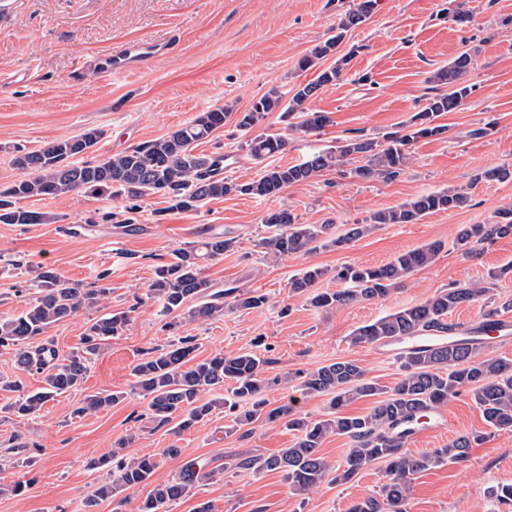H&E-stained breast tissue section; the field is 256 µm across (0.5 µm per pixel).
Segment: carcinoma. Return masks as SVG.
I'll use <instances>...</instances> for the list:
<instances>
[{
	"label": "carcinoma",
	"instance_id": "obj_1",
	"mask_svg": "<svg viewBox=\"0 0 512 512\" xmlns=\"http://www.w3.org/2000/svg\"><path fill=\"white\" fill-rule=\"evenodd\" d=\"M377 0H362L357 9L344 15L336 35L316 46L311 54L298 61L307 70L335 52L343 32L365 22ZM346 54L319 71L316 78L293 89L287 104L276 92L255 100L236 115L235 125L248 132L268 113L280 112L289 121L288 129L302 134H316L330 123L327 113L313 110L310 102L324 86L336 83L348 63ZM471 63L462 53L433 75L437 93L411 119V130L397 131L378 142L362 135L348 137L340 145L311 152L304 161L291 165H266L258 177L236 182L224 176L228 156L222 151L197 153L199 143L224 127L232 115L219 106L202 112L176 130L108 159L86 161L102 132L90 129L76 137L54 140L32 151H18L13 164L26 173L0 189L1 224H42L46 215L17 206V201L32 197L55 198L81 191H107L139 201L158 195L165 199L169 211H193L204 203L230 194L255 199L271 198L291 184L310 181L336 171L364 180H396L410 161V145L417 139L442 135L448 127L437 123L445 112L458 109L471 94L464 76ZM286 137L259 134L245 141L247 155L263 162L283 152ZM349 170H344V167ZM470 200L462 189H448L419 195L399 206L373 213L367 224H354L342 236L332 240L340 246L368 233L377 224H416L424 217L463 208ZM271 235L258 240L264 254L282 262L288 257L312 249L329 225L300 224L292 210L282 208L264 219ZM512 233V208L497 212L494 224H466L456 237L460 249L470 250L495 236ZM231 232L215 233L199 243H187L173 251L172 259L157 267L148 293L165 315H175L167 323L174 329L178 318L187 315L192 321L207 322L234 310L265 307L268 298L245 292L237 286L223 290L203 274L202 261L215 259L234 248ZM441 250L437 242L402 253L390 262L377 266L346 265L336 271V279L346 287L321 289L318 284L327 270L311 267L291 279L292 291L305 297L317 309H337L379 300L396 289L416 270L432 263ZM512 273V266L490 273L485 285L464 284L442 291L425 302L384 315L356 328L351 336L354 345L400 348L402 378L391 388L380 385L354 360L337 361L301 375L298 390L305 396H330L329 411L319 419L295 417L294 405L270 406L262 393L278 380L264 376V364L255 354H216L192 362L197 350L195 337L183 336L164 348L147 352V357L132 370L131 392L147 401V409L158 424L180 418L178 430H185L202 420L213 403L201 402L204 392L222 391L233 383L230 395L222 399L225 416L233 431L252 433L250 426L259 420L277 422L297 431L294 443L270 456H232L227 466L240 472L277 471L296 495H309L321 484L344 482L378 463L386 464V482L381 493L353 503L348 512H406L412 483L418 475L444 463L464 464L469 450L481 437L461 434L442 448L413 453L406 448L415 427L451 399L467 390L481 410L487 426L496 431H512V359L492 354L491 337L467 336L448 315L462 305L477 301L498 278ZM109 273L102 272L97 284L86 288L63 280L48 266L37 271L39 295L22 314L0 318V347L12 351L16 364L28 372L44 375L40 391L19 395L10 410L19 416L36 413L57 394L80 388L88 370V356L114 338L129 321L125 311L108 312L88 327L83 348L63 357L54 349L33 350L31 340L43 335L58 322L75 317L83 310H98L112 294L106 283ZM125 398L122 392H96L86 396L74 410L83 416L104 410ZM373 398L375 405L363 415L350 416L344 408L355 400ZM331 435L344 436L349 448L344 463L333 465L320 453L322 443ZM158 466L151 456L127 460L112 452V483L98 488L95 498L85 502L87 512H94L98 502L149 480ZM213 475L195 462L186 463L178 477L152 489L138 512H169V506L185 497L200 480ZM492 495L504 512H512V484L492 489Z\"/></svg>",
	"mask_w": 512,
	"mask_h": 512
}]
</instances>
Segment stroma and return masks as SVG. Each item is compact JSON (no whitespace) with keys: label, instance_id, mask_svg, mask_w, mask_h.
Masks as SVG:
<instances>
[{"label":"stroma","instance_id":"35a3bbf8","mask_svg":"<svg viewBox=\"0 0 512 512\" xmlns=\"http://www.w3.org/2000/svg\"><path fill=\"white\" fill-rule=\"evenodd\" d=\"M360 0H0V188L23 176L12 158L16 149L34 150L56 139L95 128L102 137L91 157L103 160L182 126L217 106L235 111L270 91L288 95L310 82L316 69L297 66L299 58L334 35L341 16ZM448 0H377L372 16L349 29L335 56L349 55L344 77L322 88L312 108L331 122L314 136L289 133L278 113H269L252 133H287V150L276 165L295 164L310 152L336 146L355 134L382 138L401 130L433 93L432 73L459 52H469L465 76L473 92L463 106L445 113L448 131L422 139L412 160L395 181H368L336 172L294 184L278 196L255 199L229 195L196 211H163L150 196L130 209L125 197L107 192L21 200L29 210L46 213L44 224H0V317L20 314L39 292L33 270L46 265L66 280L91 285L108 272L112 295L108 310L126 311L122 335L92 359L81 391L47 402L35 415L9 410L18 394L0 390V512H83V503L109 482L106 469L90 460L111 454L128 434L137 439L131 456L150 455L158 466L147 484L100 501L95 512H135L152 487L166 483L188 461L206 462L212 479L193 486L169 512H196L207 503L213 512H347L359 498L377 494L385 482L379 468L346 483H323L309 498L290 492L280 473L253 475L225 468L229 455L268 457L292 445L295 433L285 423H259L248 437L225 431L223 407L184 432L158 425L145 402L130 394L131 370L145 352L176 336L196 339L197 359L218 353L256 351L266 359L265 374L280 378L267 393L272 405L297 399L300 413H325L324 395L297 396L291 379L341 360L358 361L371 378L393 386L400 363L387 349L354 346L358 326L398 309L420 304L439 291L487 279L489 271L512 263V235L496 238L473 253L458 250V231L466 224H491L496 211L512 206V180L485 181L484 170L512 166V0H463L466 24L448 20ZM177 36L175 52L143 69L109 78L94 68L95 58L136 40L164 42ZM326 57L321 67L333 64ZM368 83H359V76ZM495 121L482 137L472 129ZM248 134L227 121L199 150H223L234 158L226 176L244 182L260 163L242 145ZM468 188L462 209L437 212L416 224H380L367 235L332 245L372 213L419 195ZM291 208L299 223L325 225L311 252L287 261L266 260L257 242L266 236L267 214ZM232 231L236 247L207 262L205 274L215 287L238 285L266 295L261 310H241L206 323L183 321L166 331L160 306L148 299L156 268L173 250L216 232ZM434 241L442 249L435 261L411 274L387 297L341 309L313 308L292 293L289 280L315 265L328 269L326 288H339L336 269L347 264L380 266L395 256ZM91 315L54 324L31 342L68 354L82 347ZM123 391L124 401L107 410L78 416L85 395ZM445 427L408 441L411 451L441 448L459 435H481L466 464H448L419 475L407 512H498L491 487L512 483V431L490 432L468 396L443 407ZM177 446L170 458L166 448ZM38 454L31 468L21 461ZM30 481L21 495L9 485Z\"/></svg>","mask_w":512,"mask_h":512}]
</instances>
